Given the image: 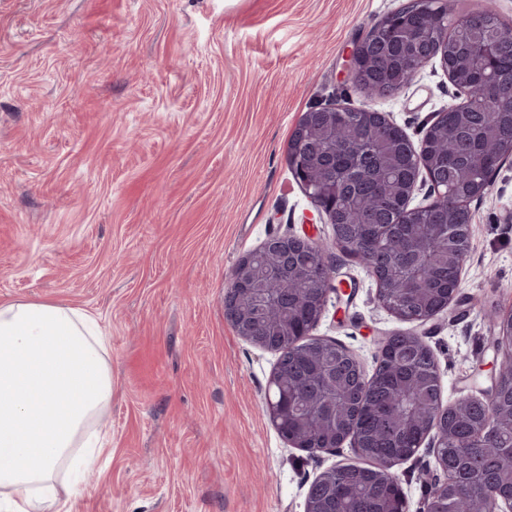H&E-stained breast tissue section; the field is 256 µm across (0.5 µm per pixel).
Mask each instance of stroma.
Here are the masks:
<instances>
[{"instance_id":"obj_1","label":"stroma","mask_w":512,"mask_h":512,"mask_svg":"<svg viewBox=\"0 0 512 512\" xmlns=\"http://www.w3.org/2000/svg\"><path fill=\"white\" fill-rule=\"evenodd\" d=\"M405 2L0 0V302L80 308L109 338L108 442L71 512H305L311 482L354 460L279 435L276 356L225 319L224 289L270 236L333 239L286 162L303 113L368 106L417 143L463 100L436 62L391 96L345 80L348 50ZM469 208L460 296L424 328L448 404L488 385V316L512 308V158ZM331 256L313 334L372 371L377 340L416 327ZM433 463L427 441L394 466L407 512Z\"/></svg>"}]
</instances>
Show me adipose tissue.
I'll return each instance as SVG.
<instances>
[{"mask_svg":"<svg viewBox=\"0 0 512 512\" xmlns=\"http://www.w3.org/2000/svg\"><path fill=\"white\" fill-rule=\"evenodd\" d=\"M108 345L97 319L81 309L0 303V512H70V498L83 491L81 456L104 440Z\"/></svg>","mask_w":512,"mask_h":512,"instance_id":"adipose-tissue-1","label":"adipose tissue"}]
</instances>
